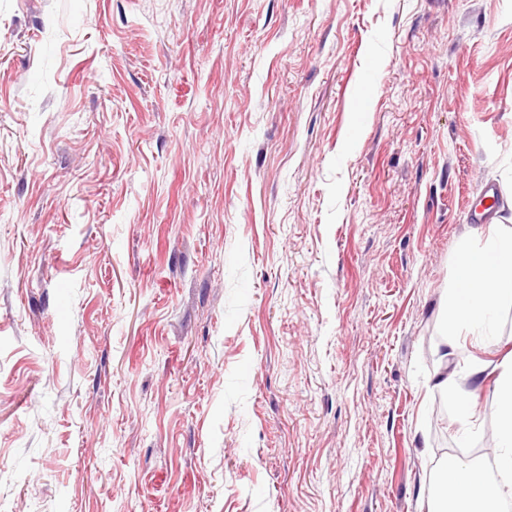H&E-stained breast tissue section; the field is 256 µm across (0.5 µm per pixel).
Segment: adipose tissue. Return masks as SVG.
<instances>
[{"label": "adipose tissue", "mask_w": 512, "mask_h": 512, "mask_svg": "<svg viewBox=\"0 0 512 512\" xmlns=\"http://www.w3.org/2000/svg\"><path fill=\"white\" fill-rule=\"evenodd\" d=\"M512 305V226L490 224L471 235V243L458 256V278L449 289L447 311L448 348L463 357L462 368L454 370L437 386L452 396L457 408L462 440L478 433L477 410L459 383L479 382L494 377L497 413V478H490L477 465L449 459L442 465L437 490L427 512H500L512 497V355L483 360L469 355L465 339L490 330L502 306Z\"/></svg>", "instance_id": "1"}]
</instances>
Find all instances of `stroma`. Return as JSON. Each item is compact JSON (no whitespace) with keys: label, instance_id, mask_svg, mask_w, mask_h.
Listing matches in <instances>:
<instances>
[{"label":"stroma","instance_id":"35a3bbf8","mask_svg":"<svg viewBox=\"0 0 512 512\" xmlns=\"http://www.w3.org/2000/svg\"><path fill=\"white\" fill-rule=\"evenodd\" d=\"M512 0H0V512H426Z\"/></svg>","mask_w":512,"mask_h":512}]
</instances>
